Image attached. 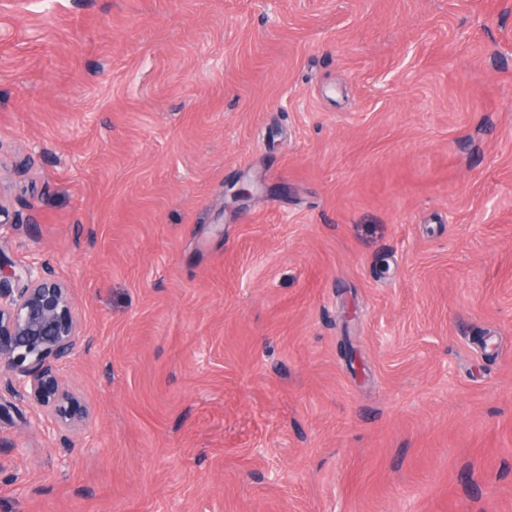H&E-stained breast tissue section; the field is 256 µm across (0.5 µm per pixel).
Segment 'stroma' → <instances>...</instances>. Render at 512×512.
<instances>
[{
	"label": "stroma",
	"instance_id": "obj_1",
	"mask_svg": "<svg viewBox=\"0 0 512 512\" xmlns=\"http://www.w3.org/2000/svg\"><path fill=\"white\" fill-rule=\"evenodd\" d=\"M0 205V512H512V0H0ZM10 277L24 279L15 292L0 277V385L26 400L58 429L75 431L86 417L78 399L64 386L56 363L75 349L79 332L70 288L26 266Z\"/></svg>",
	"mask_w": 512,
	"mask_h": 512
}]
</instances>
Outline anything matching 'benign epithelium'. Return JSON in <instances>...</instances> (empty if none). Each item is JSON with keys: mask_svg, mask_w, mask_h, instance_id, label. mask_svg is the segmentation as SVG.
Wrapping results in <instances>:
<instances>
[{"mask_svg": "<svg viewBox=\"0 0 512 512\" xmlns=\"http://www.w3.org/2000/svg\"><path fill=\"white\" fill-rule=\"evenodd\" d=\"M11 276L26 286L16 292L0 280V380L6 379L13 395L55 427L75 431L86 409L56 371V363L72 354L80 335L71 290L35 266Z\"/></svg>", "mask_w": 512, "mask_h": 512, "instance_id": "benign-epithelium-1", "label": "benign epithelium"}]
</instances>
